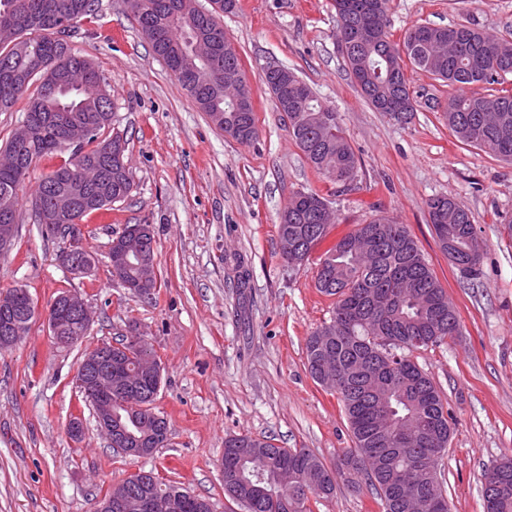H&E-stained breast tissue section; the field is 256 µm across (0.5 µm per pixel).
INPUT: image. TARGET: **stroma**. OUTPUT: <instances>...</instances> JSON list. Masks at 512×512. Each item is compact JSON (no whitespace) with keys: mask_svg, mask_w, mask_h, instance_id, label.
<instances>
[{"mask_svg":"<svg viewBox=\"0 0 512 512\" xmlns=\"http://www.w3.org/2000/svg\"><path fill=\"white\" fill-rule=\"evenodd\" d=\"M69 41L98 64L114 102L112 125L127 139L130 197L84 217L96 265L84 276L60 266L66 244L31 211L38 181L61 163H36L21 192L18 235L0 255V290H28L39 311L28 333L0 351V512H95L100 498L144 469L209 500L212 512H244L224 494V440L251 434L280 448H306L334 465L352 447L344 409L306 369L307 337L335 300L315 286L317 265L282 260L279 215L290 196L319 190L335 213L333 237L383 211L407 224L446 289L457 336L414 352L450 416L439 462L450 512H484V471L512 455V165L458 141L426 100L451 89L410 73L420 107L405 118L375 111L336 44L332 0H237L224 29L253 93L258 137L242 144L200 112L138 31L126 0H99ZM394 37L417 24H464L512 35V0H390ZM284 65L340 112L360 160L348 185L325 182L288 132L264 83ZM457 200L485 244L472 277L448 260L428 222L426 202ZM128 224L155 227V299L112 277L109 244ZM247 261V287L232 278ZM81 294L96 317L82 343L53 344L41 312L62 292ZM137 326L154 348L162 383L155 401L169 444L145 459L118 455L82 401L75 374L86 350ZM81 416L84 434L67 424ZM312 512H383L368 486L337 481Z\"/></svg>","mask_w":512,"mask_h":512,"instance_id":"1","label":"stroma"}]
</instances>
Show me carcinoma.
<instances>
[{
  "instance_id": "1",
  "label": "carcinoma",
  "mask_w": 512,
  "mask_h": 512,
  "mask_svg": "<svg viewBox=\"0 0 512 512\" xmlns=\"http://www.w3.org/2000/svg\"><path fill=\"white\" fill-rule=\"evenodd\" d=\"M373 0H333L336 12V42L348 43L341 51L351 74L362 73L366 82L360 90L378 112H415L420 101L410 90L407 72L421 71L456 89L445 104L426 103L442 112L448 129L460 141L483 148L512 162V90L501 89L489 96H468L464 88L473 83L503 84L512 75V40L466 27L464 48L451 51L457 26L417 25L393 39L386 10L374 11ZM11 8L13 38L0 40V112L25 100L26 114L49 118L68 113L84 119L112 111L110 92L101 84L95 64L76 52L66 37L83 19L95 14V0H0V12ZM130 8L142 34L155 53L163 51L152 29L167 40L190 32L224 40V15L215 13L204 25L196 24L192 0H130ZM67 25L56 30L58 20ZM53 53L61 69L80 66L88 70L90 87L78 89L61 84L54 92L47 88V68L41 64ZM203 68L198 61L182 59L177 81L211 123L242 144L256 140L258 128L251 89L245 90L248 108L224 98V81L196 84L192 74ZM288 83L303 88L298 99L288 100V130L297 147L324 180L332 184L348 176L355 178L359 160L344 135L342 118L335 109L321 103L315 91L293 71ZM112 122L104 119L68 160L44 176L31 202L32 213L57 211L58 198L66 191L71 173L80 162L91 164L97 180L78 195L83 203L76 218L102 210L131 195L130 170L112 164L107 146L113 135H104ZM64 148L52 127L28 140L10 136L0 150L14 153L20 164L0 169V213L11 223L19 220L20 196L33 165ZM324 196L315 189L294 193L280 215L279 240H288L296 265L307 262L325 242L333 225L321 222ZM428 223L436 241L448 253V243L461 254L476 236L468 212L454 209L453 198L440 196L426 202ZM316 288L335 298L330 320L306 340L307 368L312 378L336 393L346 415L354 447L342 450L338 469L355 472L372 487L383 512H405L401 493L392 475L400 469L414 471L412 490L425 498L428 512H448V499L439 482L438 465L448 449V412L441 395L411 359V352L435 346L459 333L457 315L448 295L407 225L379 211L366 224L330 244L319 258ZM327 348L343 381L331 386L319 379L320 351ZM382 388L383 412L392 425L402 428L422 415L427 419L436 443L405 447L388 455L376 431L377 409L362 392L366 374ZM137 394L131 404L112 407V422L145 442L154 432V422L143 407L154 402L155 387L130 377ZM264 456L272 469L258 477L252 458ZM224 494L246 512H307L310 500L330 498L336 490L335 470L306 448H278L249 434L224 440Z\"/></svg>"
}]
</instances>
